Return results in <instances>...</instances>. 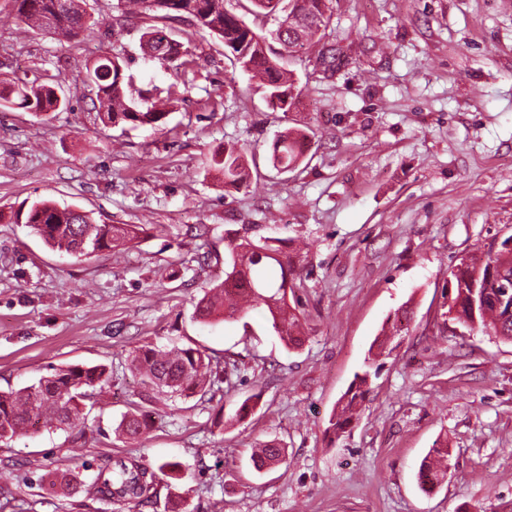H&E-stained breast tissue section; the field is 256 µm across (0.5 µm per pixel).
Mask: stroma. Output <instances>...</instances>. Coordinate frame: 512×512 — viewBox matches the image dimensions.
<instances>
[{
    "label": "stroma",
    "instance_id": "35a3bbf8",
    "mask_svg": "<svg viewBox=\"0 0 512 512\" xmlns=\"http://www.w3.org/2000/svg\"><path fill=\"white\" fill-rule=\"evenodd\" d=\"M114 3L86 0L90 29L62 44L23 31L0 0V77L55 84L66 100L49 115L0 107V391L61 366L108 369L82 408L84 435L38 422L0 441L6 512H170L162 483L147 503L50 483L120 458L182 462L186 512H512V342L442 316L452 270L512 235V0H333L340 62H296L287 112L219 39L174 23L198 68L161 130L102 124L93 107L84 65L115 50L137 87L176 80L140 48L153 17L126 20ZM290 127L308 141L284 173L270 156ZM227 144L246 150V187L207 164ZM45 198L145 230L89 258L62 255L24 223ZM244 224L309 245L301 349L255 315L191 318L224 275L225 230ZM405 303L408 330L359 420L330 440L331 411ZM146 343L205 349L212 384L201 399L156 396L146 433L128 441L115 426L138 400L129 355ZM257 391L254 413L234 420ZM271 440L286 461L256 473L251 451ZM441 445L448 474L428 491L419 467Z\"/></svg>",
    "mask_w": 512,
    "mask_h": 512
}]
</instances>
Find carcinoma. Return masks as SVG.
Segmentation results:
<instances>
[{"label": "carcinoma", "instance_id": "carcinoma-1", "mask_svg": "<svg viewBox=\"0 0 512 512\" xmlns=\"http://www.w3.org/2000/svg\"><path fill=\"white\" fill-rule=\"evenodd\" d=\"M13 2L21 21L28 27L48 31L61 41H73L89 27L81 0ZM116 8L127 17L153 12L162 19L183 21L220 38L224 51L232 55L236 64L259 78L271 98L297 89L294 71L285 64L296 62L311 48L318 47L317 59L329 65L336 61V48L324 42L333 12L332 0H294L296 21L287 25L284 37L277 39L252 28L244 15L230 8L229 0H117ZM141 49L150 58L172 65L178 82L135 99L127 94L134 79L125 73L121 54L89 62L86 76L95 84L104 106V111L99 113L102 122H126L134 127L162 124L166 113L157 108V103L169 101L193 87L188 74L194 72L196 59L167 28L147 27L141 36ZM7 104L54 112L64 106V101L51 84H19L4 77L0 78V107ZM306 138L299 128L282 132L273 144V167L284 171L294 167L302 156ZM211 166L224 176L226 185L238 188L247 182L245 156L237 147L214 153ZM25 223L48 246L77 258L124 246L140 231L135 224L98 222L85 211L61 208L51 200L31 206ZM507 243L505 239L498 246L490 245L482 259L463 261L451 272L453 297L448 312L464 326L512 341V318H504L502 309V300L512 303V250L506 247ZM303 262V254L288 251L282 238L251 235L246 228L225 231L224 279L213 282L195 304L194 318L209 323L219 317L227 321L253 312L271 324L287 348H301L306 341L305 324L296 309L302 305L297 291L303 287L298 273ZM391 353L392 349L384 341L372 344L366 369L354 376L330 414L327 434L339 439L351 431L371 392L373 378L378 376L381 358ZM211 362L212 356L199 348L163 350L144 345L132 351L130 368L140 379L144 400H152L155 393L187 399L207 393ZM104 375L105 368L101 366L74 365L55 368L32 385L1 391L0 440L26 433L32 422L40 419L59 429L78 427L82 420L80 402L94 395ZM147 426L146 415L139 409L124 414L115 432L125 438L138 436ZM264 448L268 455L256 451L251 455L252 466L259 473L274 469L286 456V448L275 440L265 443ZM433 453L437 460L429 456L419 468V480L425 488L438 484L444 477L441 459L448 456V449L435 448ZM180 472L181 463L177 461H165L151 470L137 462L117 459L99 467L86 487L99 500L130 498L144 502L152 497L158 475L178 480ZM80 482L81 475L67 469L54 472L52 484L66 494Z\"/></svg>", "mask_w": 512, "mask_h": 512}]
</instances>
